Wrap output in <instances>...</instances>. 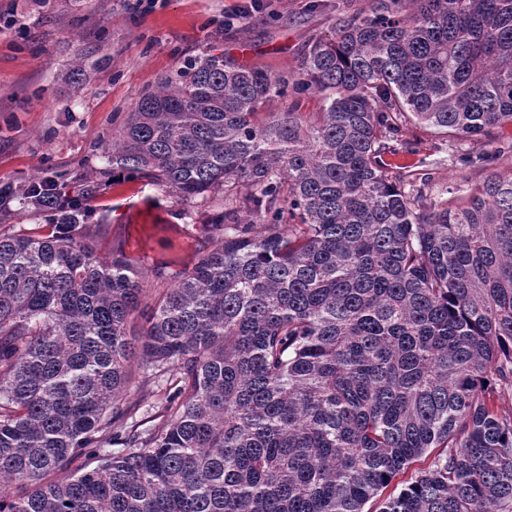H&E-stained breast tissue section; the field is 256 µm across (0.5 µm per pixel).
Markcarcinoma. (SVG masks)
Masks as SVG:
<instances>
[{
    "label": "carcinoma",
    "mask_w": 512,
    "mask_h": 512,
    "mask_svg": "<svg viewBox=\"0 0 512 512\" xmlns=\"http://www.w3.org/2000/svg\"><path fill=\"white\" fill-rule=\"evenodd\" d=\"M407 116L512 125V0H370L292 76L186 59L100 144L227 202L151 305L96 177L31 228L0 195V512H363L424 455L380 512H512V172L437 204L387 171ZM430 461V457H425L423 456L422 458L418 459L416 462H414L411 467L407 470V472L405 474H402L400 476L397 477V479H395L392 484L383 491V493L381 494V496H377L373 499H371L369 502L366 503V505L364 506V511L365 512H378L380 507H381V503L383 501V499L389 495L390 492H392L394 490V488L396 487V490H395V494L399 492V490L401 489V487L403 486V484H405V482L403 481H407L410 479L411 475H414L415 472L417 470H419L420 468H424L425 466L428 465Z\"/></svg>",
    "instance_id": "carcinoma-1"
}]
</instances>
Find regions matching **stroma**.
Masks as SVG:
<instances>
[{"label": "stroma", "mask_w": 512, "mask_h": 512, "mask_svg": "<svg viewBox=\"0 0 512 512\" xmlns=\"http://www.w3.org/2000/svg\"><path fill=\"white\" fill-rule=\"evenodd\" d=\"M0 0V187H20L70 169L95 174L97 148L123 125L139 99L188 57L223 47L237 62L278 75L298 71L307 46L330 36L339 16L368 0ZM249 18L228 26L235 7ZM94 63L67 79L77 54ZM392 176L427 177L439 202L489 174L512 169V126L493 138L446 137L408 124L404 141L385 154ZM97 216L125 238L140 270L179 260L192 264L201 236L194 219L203 203H182L140 178L114 175L95 203Z\"/></svg>", "instance_id": "obj_1"}]
</instances>
